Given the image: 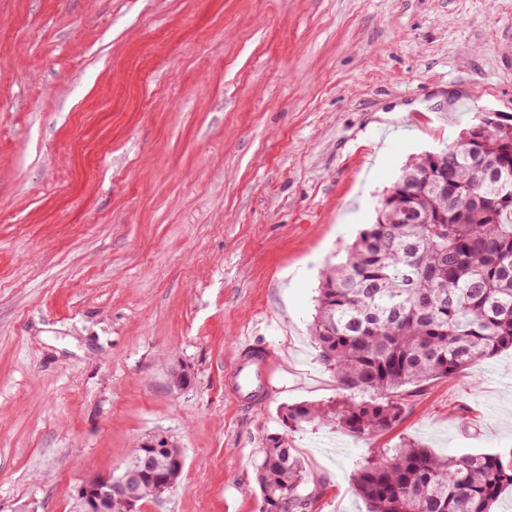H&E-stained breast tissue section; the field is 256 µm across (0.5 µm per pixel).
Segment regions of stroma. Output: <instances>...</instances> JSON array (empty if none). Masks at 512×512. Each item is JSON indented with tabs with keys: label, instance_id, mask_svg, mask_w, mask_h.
<instances>
[{
	"label": "stroma",
	"instance_id": "35a3bbf8",
	"mask_svg": "<svg viewBox=\"0 0 512 512\" xmlns=\"http://www.w3.org/2000/svg\"><path fill=\"white\" fill-rule=\"evenodd\" d=\"M0 53V512H73L155 435L186 465L141 512H260L282 431L308 512H367L353 468L403 439L512 456L510 349L384 434L279 420L338 397L322 271L413 156L512 116V0H0ZM245 340L280 364L241 405Z\"/></svg>",
	"mask_w": 512,
	"mask_h": 512
}]
</instances>
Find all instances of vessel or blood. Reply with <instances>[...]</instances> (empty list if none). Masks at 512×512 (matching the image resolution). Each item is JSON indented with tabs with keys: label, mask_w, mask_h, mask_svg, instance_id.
Here are the masks:
<instances>
[{
	"label": "vessel or blood",
	"mask_w": 512,
	"mask_h": 512,
	"mask_svg": "<svg viewBox=\"0 0 512 512\" xmlns=\"http://www.w3.org/2000/svg\"><path fill=\"white\" fill-rule=\"evenodd\" d=\"M275 363L276 352L272 347H245L225 377V394L238 401L263 396L275 371Z\"/></svg>",
	"instance_id": "1"
}]
</instances>
